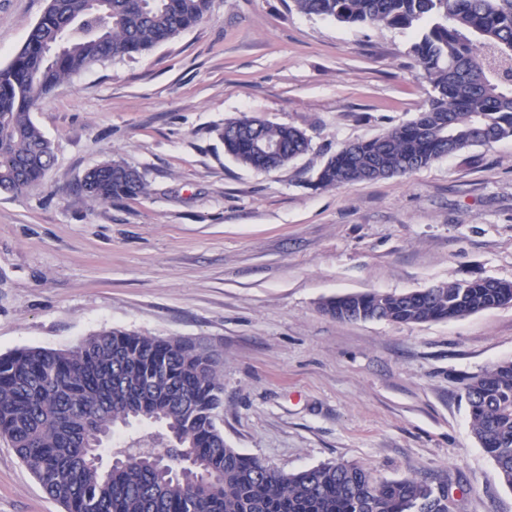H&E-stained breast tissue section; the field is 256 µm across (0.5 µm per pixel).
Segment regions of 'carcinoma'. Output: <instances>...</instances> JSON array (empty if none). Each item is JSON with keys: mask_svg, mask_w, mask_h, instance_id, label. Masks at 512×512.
Here are the masks:
<instances>
[{"mask_svg": "<svg viewBox=\"0 0 512 512\" xmlns=\"http://www.w3.org/2000/svg\"><path fill=\"white\" fill-rule=\"evenodd\" d=\"M300 12L351 25L416 29L409 55L431 91L417 116L328 158L317 184L339 188L403 176L512 137V0H291ZM211 0H47L11 62L0 67V191L24 194L51 166L33 107L81 70L144 55L200 23ZM283 149L272 166L245 130ZM239 164L282 168L310 148L305 132L243 116L218 130ZM107 160L81 192L110 203L146 189ZM512 303V282L473 278L400 294H346L321 304L338 320L423 323ZM474 436L512 489V361L466 378ZM223 362L178 338L101 331L66 350L0 356V435L64 512H448V490L414 478L374 482L327 462L286 474L224 442ZM161 427L175 445L112 444L132 423ZM115 456L105 467L102 452Z\"/></svg>", "mask_w": 512, "mask_h": 512, "instance_id": "1", "label": "carcinoma"}]
</instances>
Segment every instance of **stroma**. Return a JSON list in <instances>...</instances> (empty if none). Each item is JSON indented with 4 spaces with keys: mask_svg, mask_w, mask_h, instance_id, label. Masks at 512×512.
Listing matches in <instances>:
<instances>
[{
    "mask_svg": "<svg viewBox=\"0 0 512 512\" xmlns=\"http://www.w3.org/2000/svg\"><path fill=\"white\" fill-rule=\"evenodd\" d=\"M212 0L149 53L95 64L31 117L54 148L41 185L0 192V355L120 329L224 359V441L283 473L325 462L375 482L448 487L450 512H512L474 437L463 381L512 359V304L421 324L341 321L324 300L455 279L512 282V138L405 176L316 183L347 143L412 120L429 86L410 31ZM46 0H0V66ZM299 128L308 153L270 173L215 130L241 116ZM143 195L81 194L108 158ZM0 512H63L0 437Z\"/></svg>",
    "mask_w": 512,
    "mask_h": 512,
    "instance_id": "35a3bbf8",
    "label": "stroma"
}]
</instances>
